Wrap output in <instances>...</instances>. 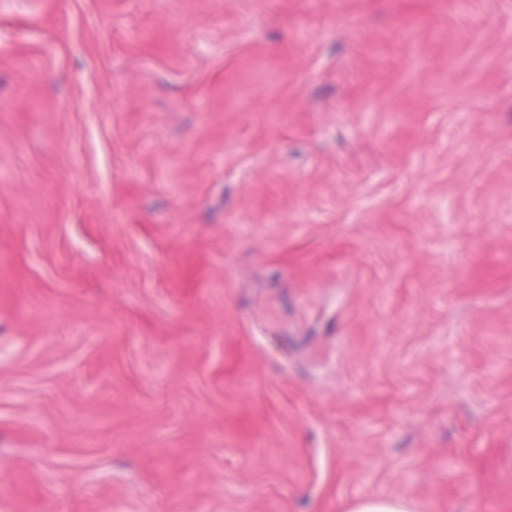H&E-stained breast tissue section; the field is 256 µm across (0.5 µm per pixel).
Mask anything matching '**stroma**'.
Listing matches in <instances>:
<instances>
[{"label":"stroma","instance_id":"stroma-1","mask_svg":"<svg viewBox=\"0 0 512 512\" xmlns=\"http://www.w3.org/2000/svg\"><path fill=\"white\" fill-rule=\"evenodd\" d=\"M512 512V0H0V512Z\"/></svg>","mask_w":512,"mask_h":512}]
</instances>
